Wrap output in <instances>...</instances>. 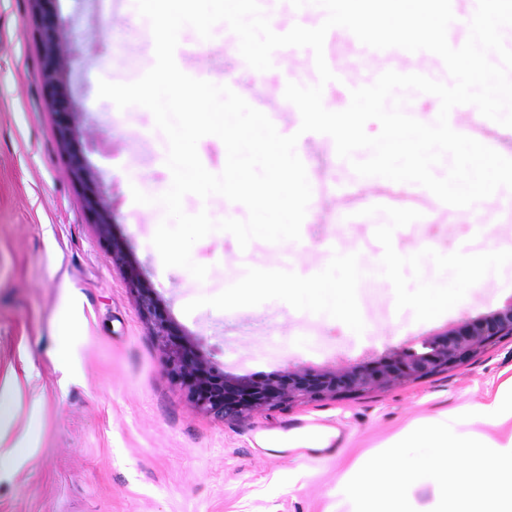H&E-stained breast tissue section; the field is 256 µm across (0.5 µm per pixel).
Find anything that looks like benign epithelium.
I'll list each match as a JSON object with an SVG mask.
<instances>
[{
    "label": "benign epithelium",
    "instance_id": "7a95c632",
    "mask_svg": "<svg viewBox=\"0 0 512 512\" xmlns=\"http://www.w3.org/2000/svg\"><path fill=\"white\" fill-rule=\"evenodd\" d=\"M36 33L41 45V82L55 115L60 143L67 150L74 175L88 188L87 208L112 263L129 284L136 304L159 342L168 374L198 410L215 417H241L295 403L336 399L365 391L417 381L461 365L512 336V300L487 314L466 317L415 339L424 348L393 347L383 354L343 366L299 364L263 375H235L218 366L198 338L169 313L129 243L113 232L112 202L97 188L98 175L78 148L80 111L69 85L66 41L73 38L61 23L56 0H34Z\"/></svg>",
    "mask_w": 512,
    "mask_h": 512
}]
</instances>
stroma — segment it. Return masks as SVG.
<instances>
[{
    "instance_id": "35a3bbf8",
    "label": "stroma",
    "mask_w": 512,
    "mask_h": 512,
    "mask_svg": "<svg viewBox=\"0 0 512 512\" xmlns=\"http://www.w3.org/2000/svg\"><path fill=\"white\" fill-rule=\"evenodd\" d=\"M61 22L77 34L67 46L71 85L82 113V150L112 201L114 231L130 242L174 318L199 336L226 372L265 374L305 363L340 366L408 344L462 316H476L512 299V263L485 276L481 290L425 322L395 308L385 279L358 286L362 333L344 323L316 320L281 300L184 313L186 303L219 294L247 268L310 276L336 252L372 257L382 251L374 231L387 217L364 215L389 185L357 175L326 134L300 133L299 111L285 99L287 83L317 84L311 49L283 48L272 69L254 76L226 24L210 39L184 27L175 51L191 77L220 83L272 115L282 135H298L312 197L299 244L262 240L240 248L227 232L197 242L194 262L205 280L164 267L152 244L165 218L158 198L171 186L168 141L152 113L118 109L98 96V83H131L155 63L154 37L136 0H58ZM350 35L331 29L324 42L335 81L325 85L326 109L350 103L351 89L387 70L425 73L449 82L442 59L428 51L356 53ZM41 46L32 0H0V512H330L337 480L360 454L387 445L408 425L439 413L458 416L492 400L512 380V336L466 364L383 390L220 419L198 411L167 375L165 357L143 319L122 272L102 246L61 149L54 116L39 80ZM151 199L133 200V190ZM419 211L394 234L407 254L424 237L437 252L512 250V190L470 209L453 207L416 186ZM330 419L347 434L335 457L300 461L286 456L289 419Z\"/></svg>"
}]
</instances>
